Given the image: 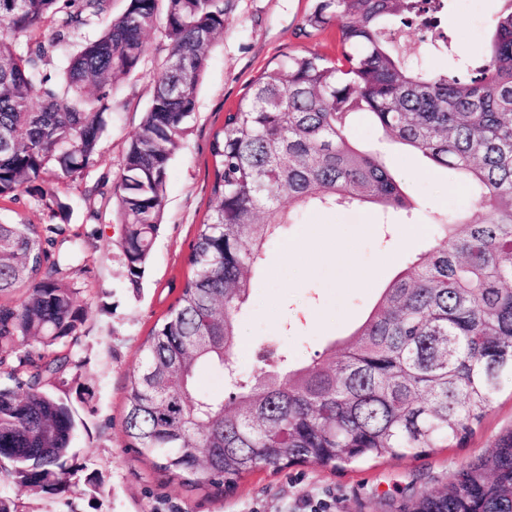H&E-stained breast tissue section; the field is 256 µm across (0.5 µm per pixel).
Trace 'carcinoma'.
<instances>
[{"label":"carcinoma","mask_w":512,"mask_h":512,"mask_svg":"<svg viewBox=\"0 0 512 512\" xmlns=\"http://www.w3.org/2000/svg\"><path fill=\"white\" fill-rule=\"evenodd\" d=\"M446 0H317L313 31L336 27L341 56L305 49L253 80L214 133L215 202L199 224L176 304L139 348L124 396L129 446L152 467L197 488L234 484L260 467L333 468L463 445L512 377V0L473 63L440 29ZM226 0H0V199L55 198L48 178L75 180L97 162L112 91L137 73L145 36L160 28L167 57L130 140L112 196L120 256L142 277L162 224L169 163L196 107L208 52L224 31ZM52 19L49 38L19 53L17 36ZM100 28L94 37L86 29ZM423 52L455 61L422 66ZM55 77L45 63L64 46ZM362 116L383 137L458 171L478 191L481 217L433 216L437 242L409 261L364 322L309 362L251 378L233 360L237 315L254 270L295 209L374 203L408 209L403 184L350 136ZM288 201L283 206L282 201ZM61 224H0V460L24 491L61 493L76 421L43 388L70 357H7L27 337L63 344L84 319L63 267L82 250ZM234 369L223 399L197 395L201 364ZM400 512H512V430L494 451L448 473Z\"/></svg>","instance_id":"obj_1"}]
</instances>
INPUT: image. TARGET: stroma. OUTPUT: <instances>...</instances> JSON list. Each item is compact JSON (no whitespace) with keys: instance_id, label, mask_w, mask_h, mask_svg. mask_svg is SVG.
Returning <instances> with one entry per match:
<instances>
[{"instance_id":"stroma-1","label":"stroma","mask_w":512,"mask_h":512,"mask_svg":"<svg viewBox=\"0 0 512 512\" xmlns=\"http://www.w3.org/2000/svg\"><path fill=\"white\" fill-rule=\"evenodd\" d=\"M315 0H229L224 32L212 47L199 86L196 110L168 170L163 220L145 273L132 285L119 259V226L108 198L90 196L99 182H113L125 151L152 99V74L168 54L161 31L147 37L139 72L119 82L106 114L99 160L76 181L55 182L56 205L28 194L0 199V223L66 224L86 235L79 261L62 279L86 310L76 339L47 346L30 339L10 363L18 378L22 356L50 359L68 352L71 363L52 386L73 409L68 488L62 493L19 490L0 469V500L11 512H389V499L413 489L434 490L449 472L489 453L512 429V380L462 447L379 459L355 469L301 463L281 471L256 469L232 488L194 489L155 470L129 448L124 431L127 377L139 347L174 304L188 270L190 246L211 209L210 142L225 113L268 65L306 48L339 52L335 29L307 32ZM498 0H448L444 22L463 53L484 56ZM375 151L415 203L411 211L364 203L311 209L279 226L256 266L254 288L238 314L235 360L247 375L268 367L263 351L306 362L366 318L396 274L435 243L434 213L480 210L457 171L430 166L419 155L382 141L367 121L351 130Z\"/></svg>"}]
</instances>
